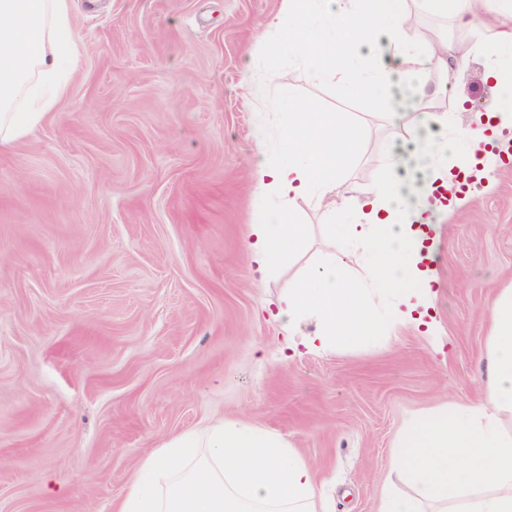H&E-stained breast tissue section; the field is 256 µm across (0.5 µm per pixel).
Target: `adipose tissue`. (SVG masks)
I'll return each mask as SVG.
<instances>
[{
	"label": "adipose tissue",
	"instance_id": "obj_1",
	"mask_svg": "<svg viewBox=\"0 0 512 512\" xmlns=\"http://www.w3.org/2000/svg\"><path fill=\"white\" fill-rule=\"evenodd\" d=\"M436 17L472 26L493 10L498 23L484 38L486 76L502 99L481 124H452L433 101L417 99V118L404 127L423 163V178L401 176L394 149L386 151V175L354 194L344 175L359 140L347 114L320 115L301 103L289 111L288 155L252 170L263 201L244 248L267 274L299 252L305 227L288 203L305 199L346 215L331 225L341 242L323 254L280 299L288 322L315 319L306 351L366 344L387 321L423 326L437 296L436 254L426 234L434 193L451 188L450 165L467 171L512 126V0H282L270 29L289 27L281 46L315 78L345 71L351 88L417 90V76L442 62L437 49L421 52L410 32L412 5ZM69 0H0V145L34 130L68 87L67 72L80 56ZM452 127L451 138L431 137L430 126ZM374 253L363 272L352 267L353 248ZM483 403L438 409L411 420L396 446L394 473L413 495L387 483L380 512H512V286L501 289L488 312ZM117 512H329L317 491L313 468L279 435L236 420L205 436L185 435L141 461Z\"/></svg>",
	"mask_w": 512,
	"mask_h": 512
}]
</instances>
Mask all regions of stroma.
<instances>
[{"label":"stroma","mask_w":512,"mask_h":512,"mask_svg":"<svg viewBox=\"0 0 512 512\" xmlns=\"http://www.w3.org/2000/svg\"><path fill=\"white\" fill-rule=\"evenodd\" d=\"M281 0H70L81 55L66 95L0 148V512H113L138 464L171 438L238 419L313 467L331 512H377L408 421L486 394L485 314L512 282V166L440 211L435 332L396 323L367 346L294 352L277 301L328 245L330 217L300 202L302 250L256 279L243 248L253 167L284 153L285 113L263 98L348 113L347 176L384 173L408 119L387 92L311 79L261 22ZM448 51L479 38L413 9ZM486 57L426 70L422 87L496 103ZM267 144L254 139L257 123ZM62 493H46L48 483Z\"/></svg>","instance_id":"stroma-1"}]
</instances>
